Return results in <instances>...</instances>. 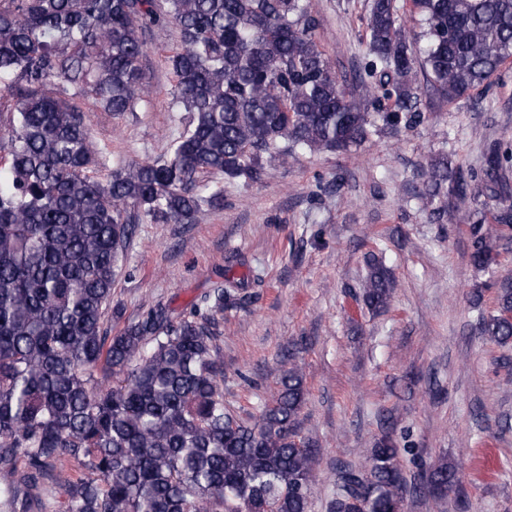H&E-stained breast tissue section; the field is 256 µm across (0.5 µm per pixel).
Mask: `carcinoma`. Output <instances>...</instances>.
Masks as SVG:
<instances>
[{"instance_id":"obj_1","label":"carcinoma","mask_w":512,"mask_h":512,"mask_svg":"<svg viewBox=\"0 0 512 512\" xmlns=\"http://www.w3.org/2000/svg\"><path fill=\"white\" fill-rule=\"evenodd\" d=\"M420 31L396 0H371L365 56L352 92L316 39L309 0H0V512H48L41 486L58 462L63 512H309L313 444L301 436L299 368L282 370L271 400L243 418L224 406L213 313L240 305L230 272L187 312L149 307L110 334L112 288L138 224H194L224 199L227 179L256 183L263 159L345 153L378 129L425 121L422 71L450 102L512 59V0H412ZM174 26L166 58L172 104L188 124L161 157L89 176L103 151L86 112L135 110L148 37ZM512 142L496 141L481 172L446 157L423 172L437 219L468 226L478 270L512 240ZM357 299L386 309L395 280L376 256ZM480 333L512 342V279ZM328 512H399L407 482L387 436L368 465L337 468ZM457 483L445 459L419 489Z\"/></svg>"}]
</instances>
